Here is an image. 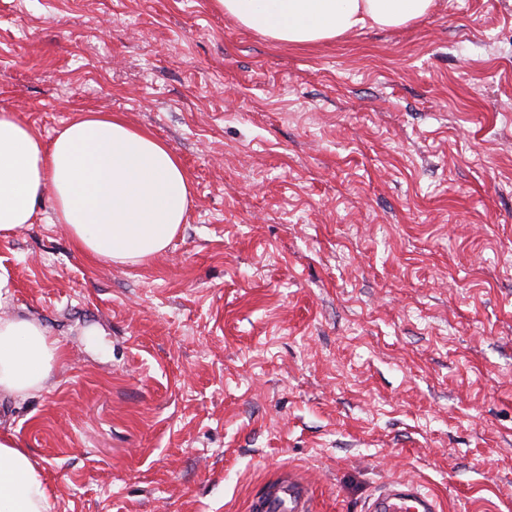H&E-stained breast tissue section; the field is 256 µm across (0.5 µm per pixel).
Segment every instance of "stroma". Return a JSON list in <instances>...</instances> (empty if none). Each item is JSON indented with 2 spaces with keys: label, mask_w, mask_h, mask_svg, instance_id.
<instances>
[{
  "label": "stroma",
  "mask_w": 512,
  "mask_h": 512,
  "mask_svg": "<svg viewBox=\"0 0 512 512\" xmlns=\"http://www.w3.org/2000/svg\"><path fill=\"white\" fill-rule=\"evenodd\" d=\"M0 111L112 112L192 204L104 266L43 211L0 313L65 352L0 398L50 512H249L272 481L364 512L395 478L512 512V0L288 45L215 0H0Z\"/></svg>",
  "instance_id": "35a3bbf8"
}]
</instances>
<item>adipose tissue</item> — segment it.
<instances>
[{"instance_id": "obj_1", "label": "adipose tissue", "mask_w": 512, "mask_h": 512, "mask_svg": "<svg viewBox=\"0 0 512 512\" xmlns=\"http://www.w3.org/2000/svg\"><path fill=\"white\" fill-rule=\"evenodd\" d=\"M244 27L287 44L364 28H401L435 0H216ZM50 206L76 248L97 262L136 265L166 253L191 205L190 178L174 151L112 113L83 114L49 140L0 113V235L34 223ZM62 356L38 322L0 318V393L40 387ZM42 470L0 437V512H48Z\"/></svg>"}]
</instances>
